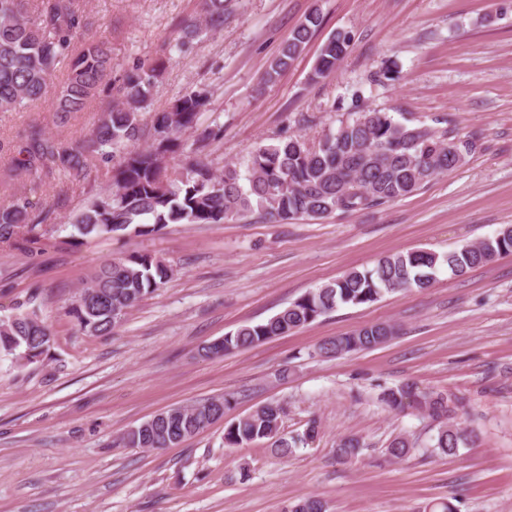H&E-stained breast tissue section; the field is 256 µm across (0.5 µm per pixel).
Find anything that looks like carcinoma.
<instances>
[{
	"mask_svg": "<svg viewBox=\"0 0 512 512\" xmlns=\"http://www.w3.org/2000/svg\"><path fill=\"white\" fill-rule=\"evenodd\" d=\"M229 0H199L196 15L179 21L181 38L173 49L181 52L201 29L224 28ZM322 24L313 11L292 32L273 57L264 83L275 81L302 54ZM85 0H0V112L12 111L47 99L59 64L70 59L67 79L53 97V111L81 112L102 82L112 74V55L105 37H89L92 27ZM351 32L332 33L321 45L311 81L336 71L347 54ZM164 62L140 63L113 85L112 106L103 111L85 140L64 147L35 129L18 152L15 168L21 175L63 172L73 182L89 177L88 159L94 153L119 158L112 190L96 197L70 221L74 240L89 237L149 236L170 224H222L256 212L271 223L300 217L320 220L337 211L356 212L408 196L435 176L460 166L476 146V135L463 140L447 118L446 127L408 124L391 112L363 105L357 91L350 117L328 129L317 141L288 135L256 148L245 171L234 164L217 172L202 157L180 170L164 164V155L177 136L194 129L208 103L204 89L184 94L163 112L144 122L151 90ZM147 137L152 144L138 149ZM26 198L0 204V239H17L28 250L42 245V220L31 214ZM512 254V225L493 237L465 245L445 255L413 250L388 255L372 270L356 269L336 281L309 291L274 316L257 324H243L201 348L206 357L219 358L260 342L302 329L340 305H362L386 293L424 289L440 268L463 275ZM173 275L165 260L132 251L101 263L69 308L80 329L108 336L127 311L153 294ZM30 299L17 312L0 318V355L21 366L43 361L52 336ZM391 329L369 324L319 344L316 354L342 356L387 343ZM393 411L414 407L437 421L433 448L447 455L468 443L466 429L454 421L459 400L440 392H424L404 383L381 393ZM228 400L201 399L183 410L169 408L128 431L130 448L179 446L224 416ZM282 408L270 403L242 416L224 429V446L245 448L265 442L275 454L286 456L319 436L316 420L303 432L287 436L282 430ZM360 449L354 437L340 440L336 452L351 461ZM285 512H328L325 500L310 495Z\"/></svg>",
	"mask_w": 512,
	"mask_h": 512,
	"instance_id": "carcinoma-1",
	"label": "carcinoma"
}]
</instances>
